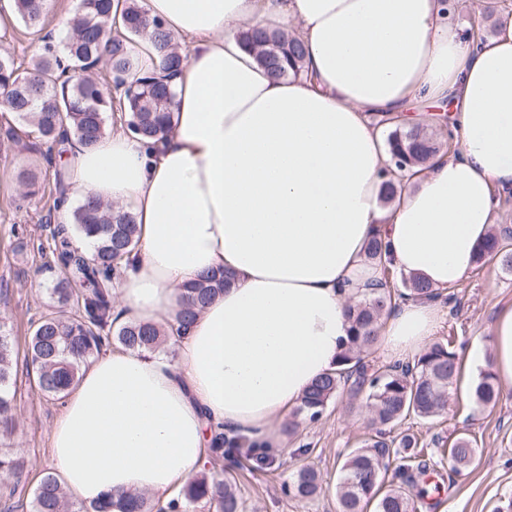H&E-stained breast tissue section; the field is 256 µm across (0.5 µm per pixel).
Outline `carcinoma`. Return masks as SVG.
<instances>
[{
    "mask_svg": "<svg viewBox=\"0 0 512 512\" xmlns=\"http://www.w3.org/2000/svg\"><path fill=\"white\" fill-rule=\"evenodd\" d=\"M114 0H79L60 43L41 37L43 51L28 66L12 57H0V107L18 117L21 124L0 129V143L23 144L39 152L52 165L58 145L73 137L90 147L106 135V118L124 113V126L133 135L163 139L169 132L173 99L168 83L154 75H137L138 60L128 48L134 39H148L161 57L163 69L174 76L183 63L171 35L148 16L143 0H123L120 16L112 14ZM20 22L34 34L43 30L47 0H15ZM242 45L255 52L257 60L276 77L296 78L305 68L303 41L280 30L252 28L240 33ZM388 126L389 160L385 174L386 195L394 196L404 173L443 149H452L453 137L438 139L437 125L422 123L410 129ZM47 245H38L44 266L58 272L51 288L53 304L31 322L25 373L34 375L35 388L45 398L62 400L80 380L82 368L101 351L117 343L137 352H154L173 335L150 324H115L114 282L132 260L137 224L129 212L114 213L113 206L90 197L71 212V223L51 225ZM83 237L96 239L92 254L76 243ZM366 258L381 267L384 287L350 305L351 335L340 359V368L316 379L305 392L297 414L319 420L328 405L340 395L358 400L366 438L345 456L336 484L338 512H424L430 508L431 489L416 484L415 475L430 467L419 437L402 423L417 418L432 423L448 408V388L459 375V357L451 343L433 342L406 362L374 367L367 352L379 340L384 320L396 301L405 298L437 299L441 292L416 278L401 276V288L391 290L394 270L385 261V246L379 237L370 242ZM497 259L512 269V250L499 232L480 247L476 261ZM224 291V277L205 275L187 289L184 308L178 315L180 328L192 323L199 310ZM18 361L13 340L0 321V473L21 482L23 464L10 448L14 427L11 388L16 385ZM503 391L492 370L480 374L471 388L476 407L496 405ZM214 461L229 460L225 473H202L164 506L144 493L116 500L86 504L71 500L55 476L46 475L30 501L8 498L0 512H192L203 504L207 512H244L235 472L245 455L263 461L264 454L247 439L224 433L211 438ZM455 470L468 467L477 455L473 440L458 435L447 448ZM322 491L320 474L310 463L299 465L288 484V493L308 502Z\"/></svg>",
    "mask_w": 512,
    "mask_h": 512,
    "instance_id": "cac0c4a2",
    "label": "carcinoma"
}]
</instances>
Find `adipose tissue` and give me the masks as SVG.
Segmentation results:
<instances>
[{"label": "adipose tissue", "instance_id": "adipose-tissue-1", "mask_svg": "<svg viewBox=\"0 0 512 512\" xmlns=\"http://www.w3.org/2000/svg\"><path fill=\"white\" fill-rule=\"evenodd\" d=\"M181 42L170 132L69 145L68 200L130 206L138 247L114 291L118 323L170 329L189 284L224 275L175 355L103 351L52 431L59 483L79 502L133 491L169 498L201 472L212 432L285 445L280 426L333 372L348 303L382 280L374 236L400 274L438 289L464 279L512 192V20L475 39L442 0H146ZM295 27L307 76L278 78L240 42ZM448 102L460 154H439L383 204L388 160L374 115L409 128L413 103ZM439 307L398 302L381 331L392 361L435 336ZM493 372L512 387V304L491 328Z\"/></svg>", "mask_w": 512, "mask_h": 512}]
</instances>
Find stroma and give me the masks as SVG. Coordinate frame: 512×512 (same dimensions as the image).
Instances as JSON below:
<instances>
[{
	"label": "stroma",
	"instance_id": "1",
	"mask_svg": "<svg viewBox=\"0 0 512 512\" xmlns=\"http://www.w3.org/2000/svg\"><path fill=\"white\" fill-rule=\"evenodd\" d=\"M37 160V155L14 145H0V290L6 293L0 316L5 317L20 356L26 350L31 321L52 302L50 288L56 278L43 269L40 254L32 248L41 234L37 221L48 211L54 185L46 183L44 193L26 199L16 177L20 168L35 165ZM449 293L441 302L438 340L453 339L462 356L473 348L491 355L489 329L498 308L512 302V271H503L495 260L474 266ZM14 405L10 441L24 463L27 479L17 485L0 477V500L11 493L30 498L40 478L54 470L51 434L62 402L43 398L22 374ZM406 425L419 434L425 448H433L435 437L451 439L464 432L478 450L476 462L461 474L442 465L451 491L434 512H495L512 500V395L503 396L496 406L477 410L469 390L455 385L442 418L431 425L410 419ZM364 433L362 418L349 409L346 398L333 400L320 420L303 423L288 438L286 450L269 454L267 468L256 470L251 461H244L237 477L247 501L246 512H336L334 487L342 456L357 446ZM301 448L310 449L324 486L321 495L307 503L288 496L285 490L294 471L293 455Z\"/></svg>",
	"mask_w": 512,
	"mask_h": 512
}]
</instances>
